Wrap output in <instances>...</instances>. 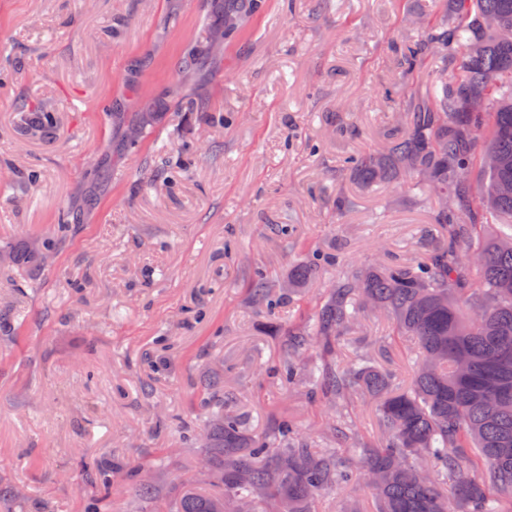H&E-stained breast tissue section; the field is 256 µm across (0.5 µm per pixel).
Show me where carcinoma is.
Returning <instances> with one entry per match:
<instances>
[{"label":"carcinoma","instance_id":"obj_1","mask_svg":"<svg viewBox=\"0 0 512 512\" xmlns=\"http://www.w3.org/2000/svg\"><path fill=\"white\" fill-rule=\"evenodd\" d=\"M263 0H208L204 19L215 17L222 33L187 50V62L210 55L215 39L233 37ZM399 81L385 97L400 113L383 131L386 152L351 157L346 174L358 185L412 183L430 196L447 194L435 223L448 227L449 241L428 243L416 263L351 268L327 291L315 313L313 331L324 351L354 326L360 310L385 314L392 341H413L419 360L410 381L395 386L392 375L368 362L343 370L331 360L301 362L303 333L279 317L274 286L258 273L254 304L266 309L272 331L283 337L278 375L288 387L301 373L321 380L333 402L352 395L379 399L377 416L387 439L363 448L373 490L374 512H512V235L481 234L484 224L512 227V0H448L420 19L418 36L396 52ZM20 132H42L56 124L46 108L21 105ZM150 113L131 120L123 142L140 146ZM486 173L475 183L474 166ZM48 261L73 230L59 218ZM472 266L480 283L469 279ZM313 262L296 265L289 285L321 280ZM212 408L197 433L205 447L203 467L219 491L189 489L175 512H317L324 491L348 485L352 476L333 454L314 450L296 427L282 419L273 435L253 440L241 421L224 413V376L207 372ZM90 493L112 494V469L86 471ZM141 512H166L152 480L136 486Z\"/></svg>","mask_w":512,"mask_h":512}]
</instances>
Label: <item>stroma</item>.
<instances>
[{"label":"stroma","instance_id":"35a3bbf8","mask_svg":"<svg viewBox=\"0 0 512 512\" xmlns=\"http://www.w3.org/2000/svg\"><path fill=\"white\" fill-rule=\"evenodd\" d=\"M200 5L0 0V487H23L25 512H95L83 474L104 457L122 466L108 512H141L143 471L171 506L185 486L212 489L192 431L217 362L247 434L291 420L352 472L318 512H372L360 451L384 442L375 401L328 403L305 377L282 388L250 281L260 270L284 284L294 263L337 252L341 265L280 309L301 329L298 298L315 309L345 264L415 261L427 234L442 236L420 189H364L342 170L382 151L391 43L431 0H265L220 61L184 72L185 45L207 37ZM170 13L179 28L164 27ZM22 99L56 109L49 134H18ZM157 99L155 138L126 149L124 122ZM337 115L356 135H336ZM103 160L107 182L90 171ZM340 194L358 207L337 214ZM65 212L78 226L42 266ZM390 332L382 313L362 318L337 368L371 359L406 384L415 355L384 353ZM336 420L347 439L328 433Z\"/></svg>","mask_w":512,"mask_h":512}]
</instances>
